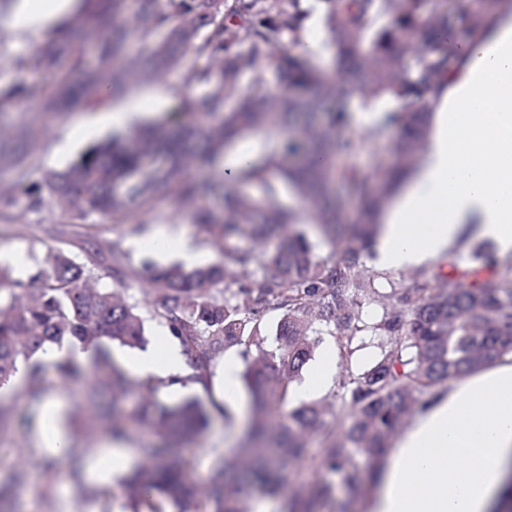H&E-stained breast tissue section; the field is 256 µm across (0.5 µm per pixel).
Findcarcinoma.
Instances as JSON below:
<instances>
[{
  "mask_svg": "<svg viewBox=\"0 0 512 512\" xmlns=\"http://www.w3.org/2000/svg\"><path fill=\"white\" fill-rule=\"evenodd\" d=\"M84 0L82 18L58 26L12 64L34 80L0 86V115L36 102L55 118L84 106H106L132 82L165 81L181 72L175 90L181 121L172 136L161 121L134 120L123 139L108 138L63 172L31 180L28 155L11 143H33L36 132L0 130V169L11 186L0 188V224L26 214L61 212L71 224L88 217L115 224H152L161 203L170 218L209 229L223 260L208 267L145 268L153 298L147 311L115 289L97 288L101 263H77L49 246L28 281L0 270V386L26 366L23 396L38 403L48 394L41 354L50 344L79 343L95 350L92 376L112 393L100 410L112 434L148 428L160 445L139 449L143 462L123 482L132 512H250L247 496L230 483L238 469L276 483L286 464L304 457L318 435L322 454L310 460L312 491H289L283 512H320L333 499L326 473L339 476L346 498L339 512L363 504L368 485L354 464L361 453L376 467L415 414L454 379L480 372L512 355V287L480 279L468 269L444 272L445 263L419 267L398 279L362 261L378 236L377 216L392 183L419 163L428 134V101L458 68L461 47L482 33L503 0ZM322 12L321 50L310 47L307 19ZM137 42L148 57L132 50ZM344 63L340 70L324 55ZM207 94L198 97L195 89ZM388 96L398 103L384 122L361 132L394 160L373 185L351 166L339 167L356 140L353 99ZM209 148L188 144L200 116ZM398 126L386 137V128ZM281 126L280 148L257 151L232 179L199 180L240 138ZM310 202L307 214L282 206L275 180ZM249 184L256 188L243 190ZM367 200L356 223H345L346 202ZM216 201L185 213L187 201ZM314 223L320 242L300 229ZM246 237V248L227 242ZM123 252L112 243V279H131ZM473 261L498 275L512 258L476 248ZM277 313L274 324L268 315ZM166 328L186 359L175 379L134 383L111 361L105 345L131 349L147 342L146 322ZM325 336L340 352L334 389L324 398L288 407L290 384ZM370 337L377 360L357 371L352 356ZM238 349L252 423L238 454L211 471L208 485L189 479L167 450L195 441L210 413L197 398L164 404L156 393L173 384L207 385L230 348ZM53 368L66 381L81 372L70 359ZM139 395L126 413L121 399Z\"/></svg>",
  "mask_w": 512,
  "mask_h": 512,
  "instance_id": "cac0c4a2",
  "label": "carcinoma"
}]
</instances>
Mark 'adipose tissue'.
<instances>
[{
	"mask_svg": "<svg viewBox=\"0 0 512 512\" xmlns=\"http://www.w3.org/2000/svg\"><path fill=\"white\" fill-rule=\"evenodd\" d=\"M76 0H16L1 21L24 35L71 15ZM428 141L417 168L400 183L380 217L376 265L392 271L444 256L468 226L491 239L500 254L512 253V17L491 22L461 62L457 76L432 98ZM137 101L77 115L84 135L100 127L124 131ZM167 245L185 265L204 260L186 231L158 224L148 238ZM129 375L146 380L174 376L184 358L177 347L114 356ZM338 359L325 349L294 391L298 401L327 395ZM132 451L101 448L86 454L82 475L107 483L127 469ZM512 467V356L478 374L449 382L417 413L386 456L368 512H488Z\"/></svg>",
	"mask_w": 512,
	"mask_h": 512,
	"instance_id": "obj_1",
	"label": "adipose tissue"
}]
</instances>
